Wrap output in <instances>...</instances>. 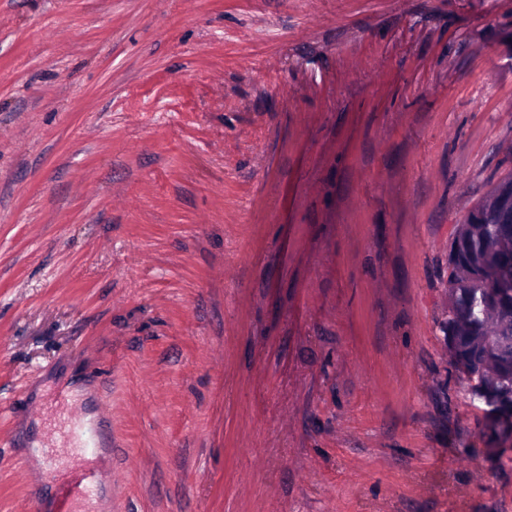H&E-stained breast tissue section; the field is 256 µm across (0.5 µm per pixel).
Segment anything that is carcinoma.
<instances>
[{"instance_id": "1", "label": "carcinoma", "mask_w": 512, "mask_h": 512, "mask_svg": "<svg viewBox=\"0 0 512 512\" xmlns=\"http://www.w3.org/2000/svg\"><path fill=\"white\" fill-rule=\"evenodd\" d=\"M448 259V317L440 324L451 366L482 411L486 452L512 464V173L456 225Z\"/></svg>"}]
</instances>
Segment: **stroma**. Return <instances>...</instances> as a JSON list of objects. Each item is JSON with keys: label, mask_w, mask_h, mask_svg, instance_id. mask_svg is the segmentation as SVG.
<instances>
[{"label": "stroma", "mask_w": 512, "mask_h": 512, "mask_svg": "<svg viewBox=\"0 0 512 512\" xmlns=\"http://www.w3.org/2000/svg\"><path fill=\"white\" fill-rule=\"evenodd\" d=\"M511 172L512 0H0V512L37 442L93 512H512L438 327ZM60 430L65 447L69 448L73 457H81L90 451H95L104 441L101 428L88 425L76 417L64 416ZM107 481V475L104 471H93L85 476V484L80 492L73 497L69 506L64 508L63 512H90L87 504L95 488L103 485Z\"/></svg>", "instance_id": "35a3bbf8"}]
</instances>
